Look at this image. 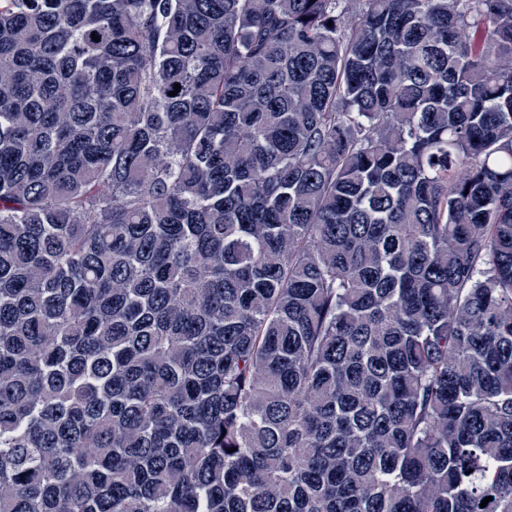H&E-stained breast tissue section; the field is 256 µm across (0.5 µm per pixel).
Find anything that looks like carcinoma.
Instances as JSON below:
<instances>
[{
  "label": "carcinoma",
  "instance_id": "1",
  "mask_svg": "<svg viewBox=\"0 0 512 512\" xmlns=\"http://www.w3.org/2000/svg\"><path fill=\"white\" fill-rule=\"evenodd\" d=\"M0 512H512V0H0Z\"/></svg>",
  "mask_w": 512,
  "mask_h": 512
}]
</instances>
